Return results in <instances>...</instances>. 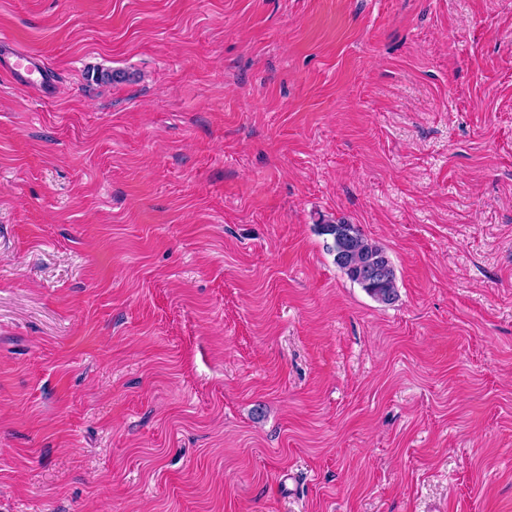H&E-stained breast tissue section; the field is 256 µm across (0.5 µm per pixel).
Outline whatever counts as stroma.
Instances as JSON below:
<instances>
[{
	"label": "stroma",
	"instance_id": "1",
	"mask_svg": "<svg viewBox=\"0 0 512 512\" xmlns=\"http://www.w3.org/2000/svg\"><path fill=\"white\" fill-rule=\"evenodd\" d=\"M1 32L56 82L0 70V512H512V0H0ZM320 233L329 236L331 243L326 248L333 254L337 267L354 283H357L364 291L381 303H390L396 296L397 283L394 267L388 259L385 250L377 244L369 241L354 224L344 220L326 221L319 224ZM344 262H339L336 255L342 250ZM388 262L390 269L384 278L377 282L367 284L368 277L364 274V267L372 262Z\"/></svg>",
	"mask_w": 512,
	"mask_h": 512
}]
</instances>
